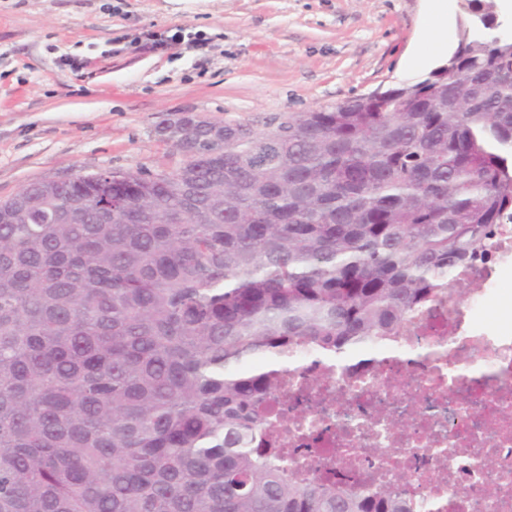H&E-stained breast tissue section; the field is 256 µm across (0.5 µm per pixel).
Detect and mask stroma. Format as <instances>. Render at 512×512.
<instances>
[{
	"instance_id": "stroma-1",
	"label": "stroma",
	"mask_w": 512,
	"mask_h": 512,
	"mask_svg": "<svg viewBox=\"0 0 512 512\" xmlns=\"http://www.w3.org/2000/svg\"><path fill=\"white\" fill-rule=\"evenodd\" d=\"M459 42L457 0H0V199L101 170L158 173L182 152L159 133L185 115L267 132L427 74L410 58L429 14ZM182 27L210 40L132 46Z\"/></svg>"
}]
</instances>
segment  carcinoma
Instances as JSON below:
<instances>
[{
	"label": "carcinoma",
	"instance_id": "carcinoma-1",
	"mask_svg": "<svg viewBox=\"0 0 512 512\" xmlns=\"http://www.w3.org/2000/svg\"><path fill=\"white\" fill-rule=\"evenodd\" d=\"M143 193L0 205V512H412L298 477L263 410L303 344L394 334L512 220V40L255 132Z\"/></svg>",
	"mask_w": 512,
	"mask_h": 512
}]
</instances>
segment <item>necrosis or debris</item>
<instances>
[{
  "label": "necrosis or debris",
  "instance_id": "1",
  "mask_svg": "<svg viewBox=\"0 0 512 512\" xmlns=\"http://www.w3.org/2000/svg\"><path fill=\"white\" fill-rule=\"evenodd\" d=\"M512 221L440 300L358 361L290 348L265 408L295 466L354 486L395 484L413 512H512ZM468 286L467 300L456 290ZM508 325L480 326L488 300Z\"/></svg>",
  "mask_w": 512,
  "mask_h": 512
}]
</instances>
